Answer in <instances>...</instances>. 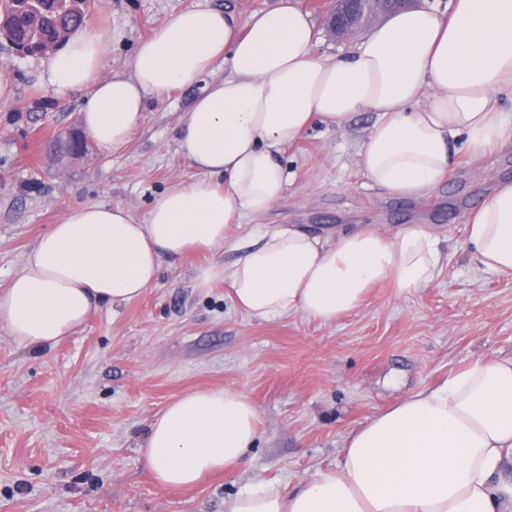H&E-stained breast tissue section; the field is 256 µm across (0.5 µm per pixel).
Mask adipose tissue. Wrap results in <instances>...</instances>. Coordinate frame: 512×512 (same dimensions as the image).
I'll return each instance as SVG.
<instances>
[{
	"label": "adipose tissue",
	"instance_id": "1",
	"mask_svg": "<svg viewBox=\"0 0 512 512\" xmlns=\"http://www.w3.org/2000/svg\"><path fill=\"white\" fill-rule=\"evenodd\" d=\"M315 24L299 0H278L245 23L188 9L136 49L130 76L102 73L107 30L78 33L49 57L42 83L58 98L89 89L82 122L101 147L126 144L149 96L194 86L223 61L187 114L179 150L204 179L162 194L144 221L120 206L69 210L24 256L0 293V325L21 343L56 345L100 305H121L156 281L160 260L214 250L241 214L261 216L288 187L283 148L321 121L376 118L357 156L388 194L422 198L465 151L481 159L512 143V0H449L404 8L348 50L314 52ZM223 183H216V176ZM478 265L512 274V183L471 213ZM442 272L439 237L423 224L388 236L363 226L324 238L259 228L231 264L195 271L197 287L229 282L237 309L336 321L383 280L401 292ZM254 403L231 389L195 390L149 425L140 454L162 487L189 488L239 463L257 436ZM224 512H512V358H480L442 385L412 393L353 431L334 468L297 488L246 486Z\"/></svg>",
	"mask_w": 512,
	"mask_h": 512
}]
</instances>
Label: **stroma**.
I'll list each match as a JSON object with an SVG mask.
<instances>
[{
	"mask_svg": "<svg viewBox=\"0 0 512 512\" xmlns=\"http://www.w3.org/2000/svg\"><path fill=\"white\" fill-rule=\"evenodd\" d=\"M275 0H90L85 30L108 29L104 75L132 72L139 42L183 10L246 20ZM42 60L0 45V292L24 254L83 204L120 205L143 219L165 191L202 178L178 146L200 87L149 97L124 146L74 154L88 90L57 98L39 80ZM371 112L345 128L315 124L281 159L283 199L229 225L210 252L162 258L138 299L102 306L74 336L46 349L0 326V512H224V501L262 480L296 487L341 462L348 435L410 393L437 386L483 356L512 357V275L479 268L465 223L498 181L512 180V148L456 157L429 197L406 200L372 187L356 152ZM294 224L323 237L373 224L396 235L409 224L441 239L443 272L399 293L373 287L362 305L324 324L296 313L260 319L238 310L228 283L202 290L204 263H232L251 231ZM248 396L260 421L254 448L198 486H158L139 454L150 421L192 390Z\"/></svg>",
	"mask_w": 512,
	"mask_h": 512,
	"instance_id": "1",
	"label": "stroma"
}]
</instances>
